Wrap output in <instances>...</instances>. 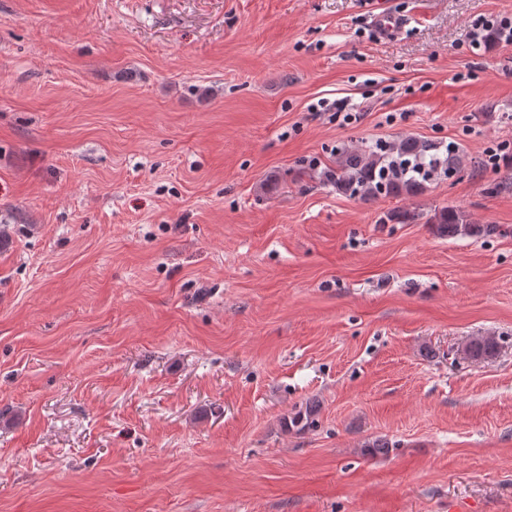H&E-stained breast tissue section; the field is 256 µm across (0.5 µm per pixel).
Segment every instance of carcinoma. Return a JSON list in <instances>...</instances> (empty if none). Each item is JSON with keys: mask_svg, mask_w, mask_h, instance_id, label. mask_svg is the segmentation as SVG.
<instances>
[{"mask_svg": "<svg viewBox=\"0 0 512 512\" xmlns=\"http://www.w3.org/2000/svg\"><path fill=\"white\" fill-rule=\"evenodd\" d=\"M400 162L406 163L419 156L424 162L436 157V145L425 141L405 138L386 146L352 148L343 151L336 166L323 171L325 181L336 188L354 195L364 196H413L425 184L426 175L410 173L403 175L394 169L379 164L378 154L382 149ZM431 223L442 236L485 237L498 232L495 224H472L466 214L454 206H448L433 215ZM499 350V339L495 336H475L463 347L465 355L475 361L494 357ZM317 409L310 402L294 407L291 422L296 426L310 428L316 425Z\"/></svg>", "mask_w": 512, "mask_h": 512, "instance_id": "cac0c4a2", "label": "carcinoma"}]
</instances>
